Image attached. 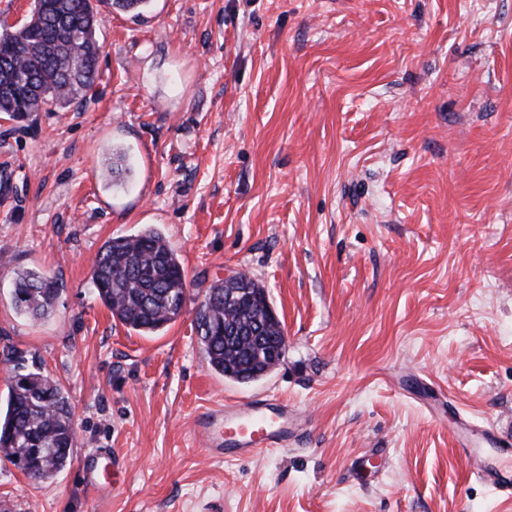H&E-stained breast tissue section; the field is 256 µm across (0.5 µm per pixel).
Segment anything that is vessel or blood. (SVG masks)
<instances>
[{
  "label": "vessel or blood",
  "instance_id": "1",
  "mask_svg": "<svg viewBox=\"0 0 512 512\" xmlns=\"http://www.w3.org/2000/svg\"><path fill=\"white\" fill-rule=\"evenodd\" d=\"M304 424L302 414L287 404L260 397L200 413L195 420V434L210 454L242 457L261 449L287 447ZM118 465L117 456L110 449L86 453L80 461L82 479L98 493H110ZM477 471L495 491L512 487L511 470L482 461Z\"/></svg>",
  "mask_w": 512,
  "mask_h": 512
}]
</instances>
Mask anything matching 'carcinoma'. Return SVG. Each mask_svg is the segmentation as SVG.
Masks as SVG:
<instances>
[{"mask_svg":"<svg viewBox=\"0 0 512 512\" xmlns=\"http://www.w3.org/2000/svg\"><path fill=\"white\" fill-rule=\"evenodd\" d=\"M135 12L149 0H34L30 21L0 24V112L16 119L86 98L99 79L98 3ZM97 297L125 327L151 335L180 318L188 281L177 251L154 229L105 243L93 267ZM58 280L33 270L14 277L12 304L32 320L46 318ZM197 328L209 366L243 383L271 368L267 350L281 342L280 322H268L264 287L251 278L209 288ZM11 383L0 413V457H32L26 475L49 482L68 464L73 411L61 387L38 372Z\"/></svg>","mask_w":512,"mask_h":512,"instance_id":"1","label":"carcinoma"}]
</instances>
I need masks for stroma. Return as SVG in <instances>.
Masks as SVG:
<instances>
[{
	"label": "stroma",
	"instance_id": "obj_1",
	"mask_svg": "<svg viewBox=\"0 0 512 512\" xmlns=\"http://www.w3.org/2000/svg\"><path fill=\"white\" fill-rule=\"evenodd\" d=\"M100 13L95 96L0 123V398L23 363L68 393L76 432L49 483L0 461V512H512L462 457L512 444V0ZM149 226L189 286L144 337L90 280L108 239ZM26 269L61 284L47 319L13 308ZM238 271L287 336L249 384L210 368L195 329ZM253 395L309 426L209 455L197 414ZM96 448L123 466L105 496L79 474Z\"/></svg>",
	"mask_w": 512,
	"mask_h": 512
}]
</instances>
